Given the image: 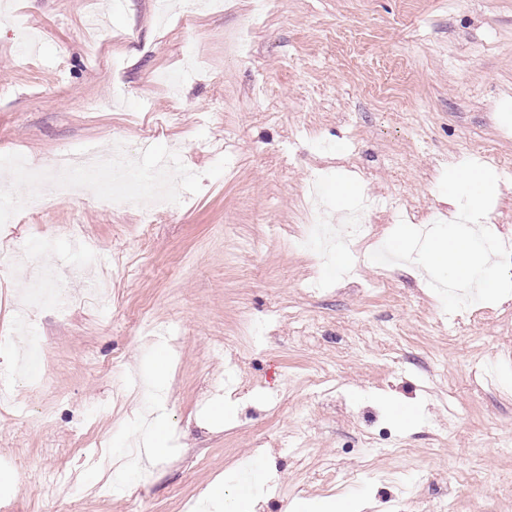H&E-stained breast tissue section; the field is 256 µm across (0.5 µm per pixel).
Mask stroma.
<instances>
[{
  "label": "stroma",
  "mask_w": 512,
  "mask_h": 512,
  "mask_svg": "<svg viewBox=\"0 0 512 512\" xmlns=\"http://www.w3.org/2000/svg\"><path fill=\"white\" fill-rule=\"evenodd\" d=\"M254 2L181 0L161 24L154 0H0V143L136 159L124 181L99 174L117 205L56 197L0 224V371L27 353L36 269L60 270L34 310L44 383L0 405V512H204L219 484L251 512H512V296L449 315L416 265L370 259L395 209L454 215L439 182L467 160L498 176L512 240V0ZM162 160L171 207L145 247ZM314 179L329 230L382 206L340 263L335 240L302 242ZM157 408L161 455L84 463L146 443Z\"/></svg>",
  "instance_id": "stroma-1"
}]
</instances>
